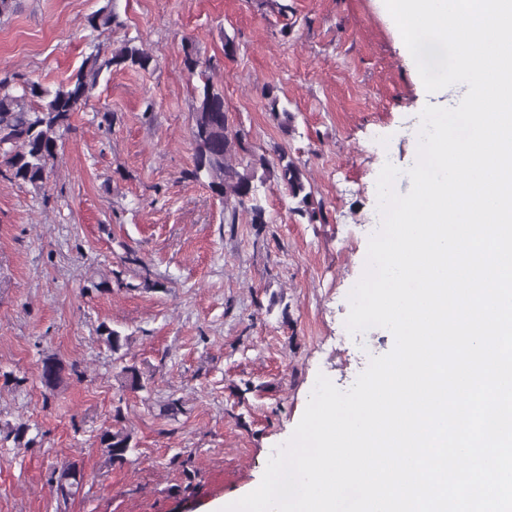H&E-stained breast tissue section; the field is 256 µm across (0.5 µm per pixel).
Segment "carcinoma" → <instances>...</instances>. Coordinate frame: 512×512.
<instances>
[{
    "label": "carcinoma",
    "instance_id": "1",
    "mask_svg": "<svg viewBox=\"0 0 512 512\" xmlns=\"http://www.w3.org/2000/svg\"><path fill=\"white\" fill-rule=\"evenodd\" d=\"M115 22L109 3L88 17V25L94 31L108 30ZM152 61L151 55L130 40L115 50L95 43L77 71L53 90L24 79L20 82L21 94L15 95L6 80L0 79V176L44 187L53 168L57 141L62 132L70 129L72 114L87 108L90 91L100 75L114 66L147 70ZM192 120L196 154L191 176L207 179L213 193L251 214V223H267L255 183V168L261 166L270 176L273 172L264 158L251 161L243 156L247 152L246 133L234 127L224 110V93L208 79L196 88ZM303 178V171L289 162L280 167L276 180L286 186L288 196L296 202L292 211L312 219V194L306 191ZM57 366L58 362L51 358L42 364V379L49 390L63 381L62 372L52 373ZM120 375L130 389L144 388L136 366H122ZM100 448L106 462L122 465L132 451L131 436L122 429L106 430L100 436ZM82 480L83 473L74 465L64 468L55 478L64 496L73 494Z\"/></svg>",
    "mask_w": 512,
    "mask_h": 512
}]
</instances>
